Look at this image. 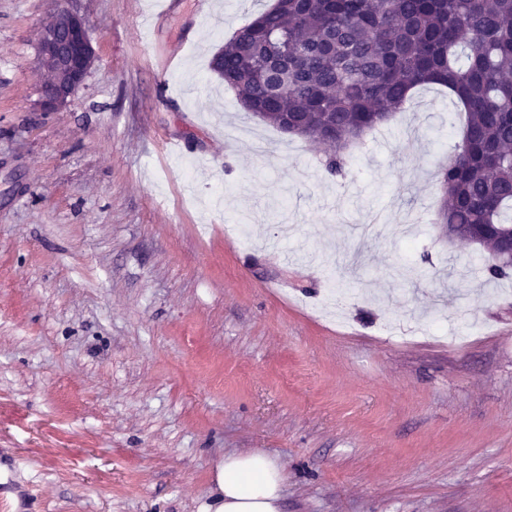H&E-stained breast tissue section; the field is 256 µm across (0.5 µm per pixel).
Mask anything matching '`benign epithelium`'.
Wrapping results in <instances>:
<instances>
[{
  "label": "benign epithelium",
  "instance_id": "7a95c632",
  "mask_svg": "<svg viewBox=\"0 0 512 512\" xmlns=\"http://www.w3.org/2000/svg\"><path fill=\"white\" fill-rule=\"evenodd\" d=\"M38 55L51 73L39 89L38 107L59 112L84 84L96 56L88 18L56 4L52 20L38 34Z\"/></svg>",
  "mask_w": 512,
  "mask_h": 512
}]
</instances>
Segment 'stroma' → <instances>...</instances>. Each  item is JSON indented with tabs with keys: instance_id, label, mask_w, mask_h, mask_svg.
Masks as SVG:
<instances>
[{
	"instance_id": "35a3bbf8",
	"label": "stroma",
	"mask_w": 512,
	"mask_h": 512,
	"mask_svg": "<svg viewBox=\"0 0 512 512\" xmlns=\"http://www.w3.org/2000/svg\"><path fill=\"white\" fill-rule=\"evenodd\" d=\"M148 2L62 0L97 59L42 112L54 4L0 0V512H206L253 450L281 512H512V278L437 222L460 106L333 178L209 68L274 0Z\"/></svg>"
}]
</instances>
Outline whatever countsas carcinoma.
<instances>
[{"label":"carcinoma","mask_w":512,"mask_h":512,"mask_svg":"<svg viewBox=\"0 0 512 512\" xmlns=\"http://www.w3.org/2000/svg\"><path fill=\"white\" fill-rule=\"evenodd\" d=\"M210 69L252 112H288L320 141L336 122L343 174L349 131L371 130L419 86L448 89L466 114V148L441 163L440 223L480 226L484 273L512 239V0H279L239 27Z\"/></svg>","instance_id":"obj_1"}]
</instances>
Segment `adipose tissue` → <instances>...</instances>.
<instances>
[{"instance_id":"1","label":"adipose tissue","mask_w":512,"mask_h":512,"mask_svg":"<svg viewBox=\"0 0 512 512\" xmlns=\"http://www.w3.org/2000/svg\"><path fill=\"white\" fill-rule=\"evenodd\" d=\"M284 480L282 469L263 452L227 456L216 467L210 512H280Z\"/></svg>"}]
</instances>
